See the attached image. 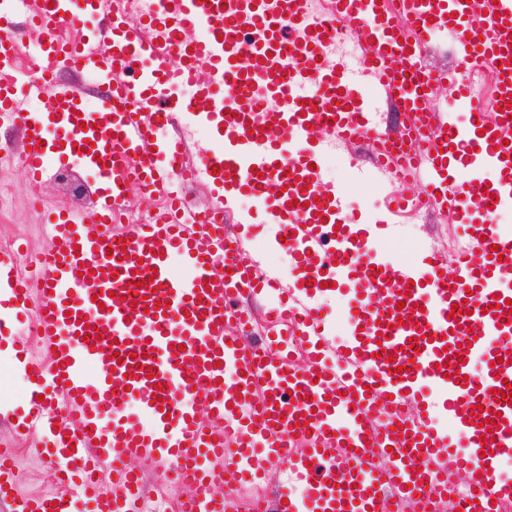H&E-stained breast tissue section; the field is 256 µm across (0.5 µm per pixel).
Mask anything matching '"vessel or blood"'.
Here are the masks:
<instances>
[{"label":"vessel or blood","instance_id":"b4317fda","mask_svg":"<svg viewBox=\"0 0 512 512\" xmlns=\"http://www.w3.org/2000/svg\"><path fill=\"white\" fill-rule=\"evenodd\" d=\"M150 0L130 19L125 0H53L30 14L47 38L43 74L18 82L0 74V125L27 131L24 163L33 182L51 179L70 157H81L96 180L111 185L92 211H42L51 247L33 259L34 273L15 268V252L0 253V281L11 294L0 322L35 316L46 359L27 351L20 331L9 339L23 349L34 377L31 400L16 434H44L41 456L56 465L63 491L23 496L14 480L15 451L0 448V503L10 512H146L147 459L192 486L188 512H225L215 489L224 481L264 478L256 459L281 463L287 477L268 512H384L387 499L417 498L448 489L434 459L451 455L467 476L475 502L468 512H498L512 498L494 459L512 454V404L501 393L512 382V228L495 221L501 201L512 200V144L500 131L512 123V0H400L409 19L401 27L383 0H330L315 17L307 0ZM79 25L78 40L60 30ZM346 29L361 49L356 66L285 63L295 38L309 58L325 56ZM195 39L185 40V31ZM460 50L457 68L432 71L451 95L430 110L426 93L407 86L390 64L410 47L419 60L435 33ZM495 69L497 104L485 116L468 80L474 61ZM211 79L197 81V65ZM105 86L102 107L57 80L59 66ZM191 84L195 100L161 97V86ZM418 114L414 147L384 132L377 101ZM38 103L22 111L20 102ZM468 114L460 124L459 114ZM56 136L45 142L44 116ZM202 118L222 131L223 147L186 162L185 141L156 142L172 118ZM331 126L336 139L369 142L375 172L395 162L403 175L426 168L435 178L429 202L453 212L477 211L464 225L469 249L455 282L431 261H379L366 230H343L339 192L313 199L317 183L310 149L313 129ZM207 181L216 194L206 213L189 220L180 174ZM287 180V203L266 186ZM169 195L167 207L141 224L119 225L126 186ZM254 195L293 246L288 269L318 268L304 288H282V274L266 271L219 219L225 195ZM209 246L200 249L199 238ZM186 269L172 270L173 258ZM226 271L216 274V264ZM403 276V295L385 288ZM357 277L348 318L356 342L341 362H328L327 314L311 305L322 282ZM271 298L273 315L288 314L310 361L299 365L224 325L249 324L252 299ZM465 312L453 313L456 304ZM465 359H457L460 345ZM481 370H473V360ZM435 394L415 423L380 431L374 416L398 417L408 398ZM453 433L435 425V410ZM493 428H485L487 418ZM303 442L292 454L294 442ZM396 448L385 467L376 461ZM109 473L111 492L99 476Z\"/></svg>","mask_w":512,"mask_h":512}]
</instances>
